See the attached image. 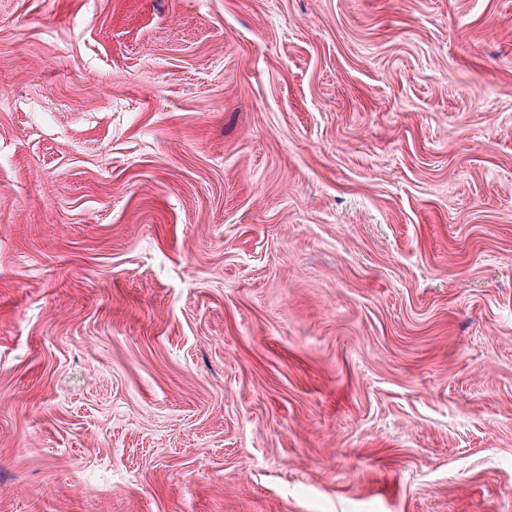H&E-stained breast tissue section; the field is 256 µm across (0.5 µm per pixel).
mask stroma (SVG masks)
<instances>
[{
    "mask_svg": "<svg viewBox=\"0 0 512 512\" xmlns=\"http://www.w3.org/2000/svg\"><path fill=\"white\" fill-rule=\"evenodd\" d=\"M0 512H512V0H0Z\"/></svg>",
    "mask_w": 512,
    "mask_h": 512,
    "instance_id": "35a3bbf8",
    "label": "stroma"
}]
</instances>
